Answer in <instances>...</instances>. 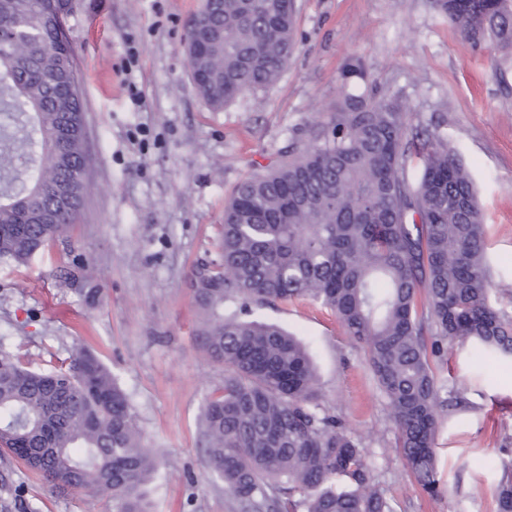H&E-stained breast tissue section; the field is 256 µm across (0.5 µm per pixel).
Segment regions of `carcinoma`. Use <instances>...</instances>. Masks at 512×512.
<instances>
[{
	"instance_id": "obj_1",
	"label": "carcinoma",
	"mask_w": 512,
	"mask_h": 512,
	"mask_svg": "<svg viewBox=\"0 0 512 512\" xmlns=\"http://www.w3.org/2000/svg\"><path fill=\"white\" fill-rule=\"evenodd\" d=\"M474 45L512 51V0H439ZM69 0H0V260L25 264L80 213L85 126ZM295 0H202L184 44L197 94L221 109L275 85L294 43ZM417 161L412 181L409 165ZM222 262L196 266L206 352L224 386L201 415L205 468L250 512H392L319 374L253 303L310 299L359 343L416 482L439 493L433 358L458 340L512 359V320L492 307L485 232L469 173L439 135L405 140L396 99L347 94L303 151L243 180L224 205ZM231 303L236 310L224 313ZM112 512H148L157 459L112 371L78 348L35 371L0 353V458ZM497 512H512V470Z\"/></svg>"
}]
</instances>
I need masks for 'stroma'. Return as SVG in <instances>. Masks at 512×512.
<instances>
[{
  "mask_svg": "<svg viewBox=\"0 0 512 512\" xmlns=\"http://www.w3.org/2000/svg\"><path fill=\"white\" fill-rule=\"evenodd\" d=\"M200 0H72L91 189L70 235L24 266L0 261V350L41 368L76 348L112 370L159 476L152 512H244L204 469L200 416L224 384L199 346L189 278L219 262L224 202L256 169L306 147L344 94H385L408 129L437 131L468 167L494 306L512 319V52L473 46L436 0H296L292 57L274 86L215 110L194 91L183 37ZM360 60L366 81L344 82ZM95 269L86 280L82 264ZM307 347L320 406L359 444L393 512H496L512 468V361L455 343L436 362L441 493L410 477L361 346L318 304H251ZM0 512H112L0 460Z\"/></svg>",
  "mask_w": 512,
  "mask_h": 512,
  "instance_id": "1",
  "label": "stroma"
}]
</instances>
